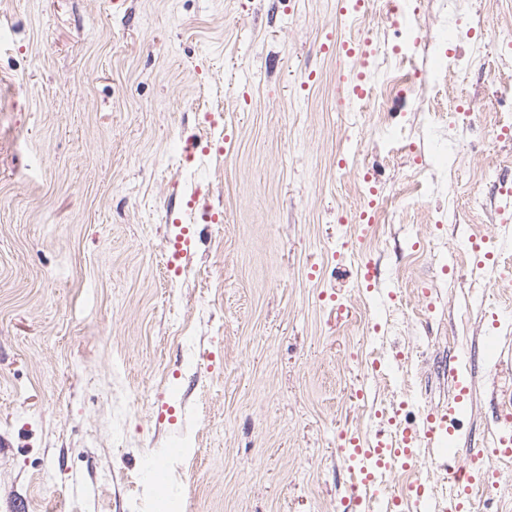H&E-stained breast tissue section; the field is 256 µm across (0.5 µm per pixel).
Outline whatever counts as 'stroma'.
I'll list each match as a JSON object with an SVG mask.
<instances>
[{
    "instance_id": "stroma-1",
    "label": "stroma",
    "mask_w": 512,
    "mask_h": 512,
    "mask_svg": "<svg viewBox=\"0 0 512 512\" xmlns=\"http://www.w3.org/2000/svg\"><path fill=\"white\" fill-rule=\"evenodd\" d=\"M416 2L405 49L385 0H0V512H353L339 431L444 403L452 363L483 451L512 285L463 241L512 190V0ZM330 31L421 78L340 101Z\"/></svg>"
}]
</instances>
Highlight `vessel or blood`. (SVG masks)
Wrapping results in <instances>:
<instances>
[{
	"label": "vessel or blood",
	"instance_id": "b4317fda",
	"mask_svg": "<svg viewBox=\"0 0 512 512\" xmlns=\"http://www.w3.org/2000/svg\"><path fill=\"white\" fill-rule=\"evenodd\" d=\"M341 55L347 64L341 77L344 92L351 100L363 98L366 91L361 81L355 79L354 67L368 65L369 41L342 42ZM467 393L462 383H455L447 403L421 412L413 423L405 426L393 416L387 428L366 435L355 430L340 432L338 451L351 463L357 512H473L470 485L474 471H483L489 486L502 483L506 474L498 463L512 458V413L500 411L494 417L490 427L493 460H486L480 453L459 460L455 444L461 424L468 416ZM429 458L445 461L448 483L441 491L427 492L424 482L419 480L389 493L384 500H377L376 492L387 484L392 462L406 459L418 465Z\"/></svg>",
	"mask_w": 512,
	"mask_h": 512
}]
</instances>
